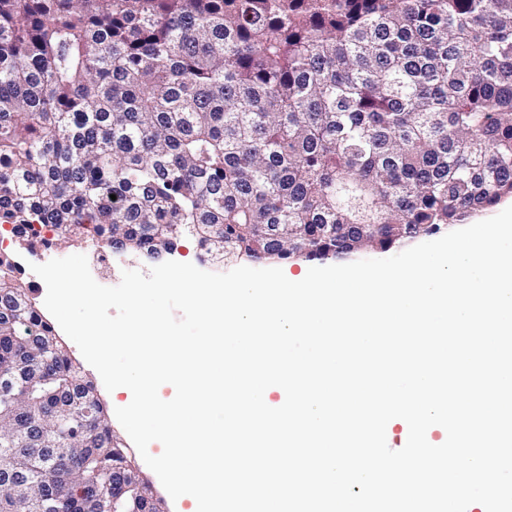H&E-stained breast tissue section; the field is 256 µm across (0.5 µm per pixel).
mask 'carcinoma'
Wrapping results in <instances>:
<instances>
[{"label": "carcinoma", "mask_w": 512, "mask_h": 512, "mask_svg": "<svg viewBox=\"0 0 512 512\" xmlns=\"http://www.w3.org/2000/svg\"><path fill=\"white\" fill-rule=\"evenodd\" d=\"M116 199H111L110 195ZM512 197V0H0V224L152 256L387 252ZM0 258V512H144Z\"/></svg>", "instance_id": "cac0c4a2"}]
</instances>
